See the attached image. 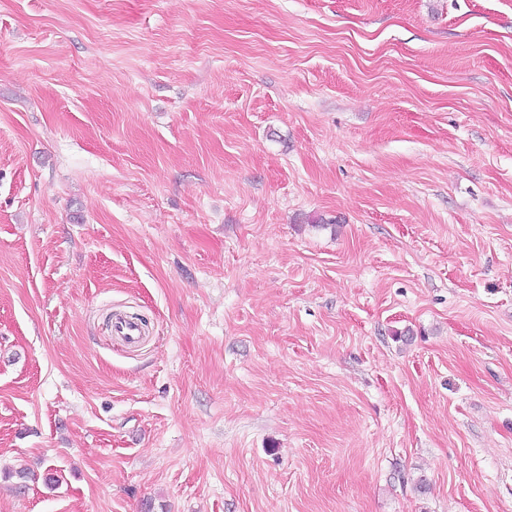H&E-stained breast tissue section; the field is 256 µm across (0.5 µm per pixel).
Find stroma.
I'll return each mask as SVG.
<instances>
[{"label":"stroma","instance_id":"35a3bbf8","mask_svg":"<svg viewBox=\"0 0 512 512\" xmlns=\"http://www.w3.org/2000/svg\"><path fill=\"white\" fill-rule=\"evenodd\" d=\"M0 512H512V0H0ZM110 330L115 338L130 347L137 346L142 339L141 324L131 317L113 319Z\"/></svg>","mask_w":512,"mask_h":512}]
</instances>
